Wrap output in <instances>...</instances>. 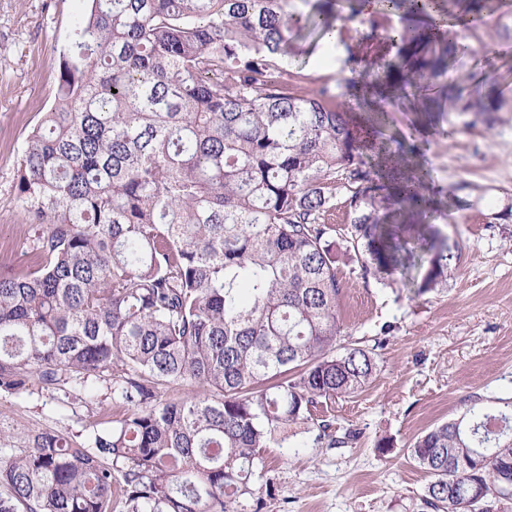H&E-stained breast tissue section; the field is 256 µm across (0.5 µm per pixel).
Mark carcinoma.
I'll return each instance as SVG.
<instances>
[{
  "instance_id": "cac0c4a2",
  "label": "carcinoma",
  "mask_w": 512,
  "mask_h": 512,
  "mask_svg": "<svg viewBox=\"0 0 512 512\" xmlns=\"http://www.w3.org/2000/svg\"><path fill=\"white\" fill-rule=\"evenodd\" d=\"M60 55L55 100L17 157L38 262L0 279V393L50 391L114 369L122 417L89 442L52 431L0 463V512H255L263 454L288 430L316 448L358 440L318 407L366 390L384 342L346 338L336 275V193L349 211L343 255L362 277L400 265L404 228L385 224L363 161L368 144L339 95L280 64L300 32L367 26L345 63L403 90L476 49L442 31L445 0H84ZM466 16L493 0H453ZM383 32L395 62L368 54ZM492 129L512 100L476 87L421 102ZM387 190L399 211L430 199L410 172ZM420 291L454 258L431 229ZM196 393L164 402L157 386ZM417 437L421 512H512V396Z\"/></svg>"
}]
</instances>
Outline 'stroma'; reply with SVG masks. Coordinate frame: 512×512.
<instances>
[{
    "instance_id": "stroma-1",
    "label": "stroma",
    "mask_w": 512,
    "mask_h": 512,
    "mask_svg": "<svg viewBox=\"0 0 512 512\" xmlns=\"http://www.w3.org/2000/svg\"><path fill=\"white\" fill-rule=\"evenodd\" d=\"M80 0H0V238L14 244L0 257V277L26 268L35 234L16 187L18 151L52 106L58 64L68 46ZM500 12L478 28L476 51L448 65V82H479L512 97V41L501 37ZM307 34L295 65L312 89L343 93L352 112H367L362 94L346 91L338 67L322 61ZM439 85H421L385 107L384 134L370 152L381 165L389 138H404L421 123L418 96L438 95ZM447 119L422 131L405 165L422 179L435 206L422 221L439 228L459 249L443 289L421 292L422 266L396 282L362 278L337 263L343 285L341 315L353 339L364 342L390 326L380 351V372L366 391L327 408L341 425L360 433L348 448H306L302 436L268 449L265 481L273 487L262 512H420L428 481L408 457L413 438L432 425L458 418L476 399L512 396V112L492 130L458 128L441 135ZM109 372L86 384L46 391L31 387L0 393V429L13 436L0 458L21 447L26 435L51 430L86 440L92 426L118 417ZM388 437L395 449L375 450Z\"/></svg>"
}]
</instances>
